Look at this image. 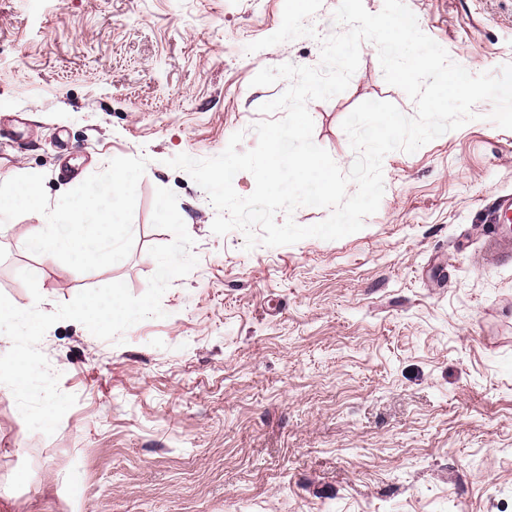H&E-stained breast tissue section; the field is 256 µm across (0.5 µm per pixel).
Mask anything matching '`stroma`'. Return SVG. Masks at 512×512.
Here are the masks:
<instances>
[{"label": "stroma", "instance_id": "1", "mask_svg": "<svg viewBox=\"0 0 512 512\" xmlns=\"http://www.w3.org/2000/svg\"><path fill=\"white\" fill-rule=\"evenodd\" d=\"M420 29L471 74L512 63V0H406ZM291 0H0V182L45 176L50 202L115 157H148L134 246L80 273L25 247V214L0 226V293L53 305L125 282L143 295L157 189L178 197L198 265L174 279L166 316L122 341L81 323L38 348L77 401L47 436L0 384V512H512V130L475 120L383 160L363 228L246 249L187 172L235 132L257 144L260 105L288 87L265 67H316L320 38ZM416 104L360 45L347 89L307 108L313 141L342 171L360 103Z\"/></svg>", "mask_w": 512, "mask_h": 512}]
</instances>
